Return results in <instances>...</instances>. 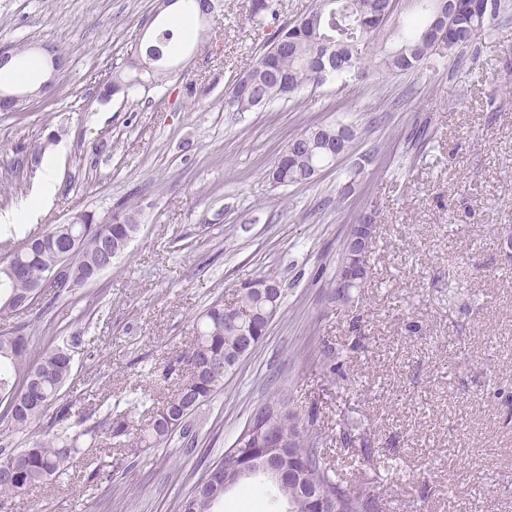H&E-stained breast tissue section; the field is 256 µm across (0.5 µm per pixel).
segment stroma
Returning <instances> with one entry per match:
<instances>
[{
  "mask_svg": "<svg viewBox=\"0 0 512 512\" xmlns=\"http://www.w3.org/2000/svg\"><path fill=\"white\" fill-rule=\"evenodd\" d=\"M157 0H0V48L64 55L41 69L45 100L0 112V213L28 198L41 166L17 151L64 146L50 205L0 236V258L28 235L87 211L108 220L136 207L141 229L91 285L0 327L25 324L38 347L79 337L58 405L102 420L138 391L162 404L177 387L168 361L194 337L195 318L231 302L247 280L284 295L264 340L195 415L193 450L82 447L67 475L0 505V512H180L205 468L231 448L249 416L286 398L314 417L321 451L351 486L377 493L379 512H512V13L461 59L406 75L333 80L251 112L226 92L278 28L315 0H279L264 25L249 0H218L205 39L176 60L164 86L132 100L103 97L110 65L137 59L157 24ZM358 131L349 154L308 184L268 177L288 140L336 122ZM432 140L412 148L415 126ZM361 172L349 195L340 189ZM377 213L371 277L346 305L330 280L352 224ZM340 372L326 374L329 347ZM109 478L91 479L98 468ZM263 477L227 490L217 512H286Z\"/></svg>",
  "mask_w": 512,
  "mask_h": 512,
  "instance_id": "35a3bbf8",
  "label": "stroma"
}]
</instances>
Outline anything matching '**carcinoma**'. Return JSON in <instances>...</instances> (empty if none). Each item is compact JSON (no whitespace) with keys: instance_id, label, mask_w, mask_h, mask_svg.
Returning <instances> with one entry per match:
<instances>
[{"instance_id":"obj_1","label":"carcinoma","mask_w":512,"mask_h":512,"mask_svg":"<svg viewBox=\"0 0 512 512\" xmlns=\"http://www.w3.org/2000/svg\"><path fill=\"white\" fill-rule=\"evenodd\" d=\"M438 5L439 0H315L302 29L293 25L281 27L279 43L269 46L252 67L254 78L246 94L241 97L231 90L228 106L235 112H249L263 102L293 98L329 78L354 81L365 76L371 67L392 75L413 73L424 66L443 67L473 45L500 15L511 10L512 0H460V8L448 18L441 40H428L423 38V32ZM275 14V0H262L260 6L257 0H251V22L259 25ZM178 51L177 47L175 52L161 56L153 49L145 50L144 59L131 63L129 71H112L104 84L105 93H121L129 100L161 85L167 70L155 63L174 60ZM344 129L356 136L354 128L344 123L313 126L294 136L269 171L272 182L297 185L310 176L311 170L334 164L326 144ZM136 215L134 208L120 206L112 211L114 220L110 224H94L91 215L85 213L75 224H52L30 235L19 249L0 260V312L17 315L34 305L36 289L30 287L20 269L38 272L56 265L64 247L73 242L77 248L69 258L73 284L49 287L51 299L95 281L123 254L120 238L124 237V229L136 222ZM266 306L260 292L240 288L233 304L239 322L225 319L222 301L205 309L196 323L194 343L175 364L168 365L169 371L178 373V388L148 423L141 426L132 413L125 412L107 415L104 430L97 424L74 436L66 435L64 429L46 431L28 448H15L8 439H1L0 471L12 468L14 474L0 477V502L67 474L70 461L78 453L81 435L94 440L104 436L119 443L134 439L147 450L176 436L183 448H193L195 432L190 417L235 370L242 333L264 334L259 320ZM79 343L75 336L70 344L57 343L37 352L24 327L0 329V403L5 404V416L12 427L31 428L56 402L72 375L73 348ZM296 425L300 433L294 451L307 463V484L335 496L340 512H378L377 497L371 488H348L336 479V470L328 467L318 450L317 437L310 432L314 419L305 424L298 420ZM202 482L198 479L184 502L196 512H213L224 497V484L204 488ZM272 488L291 504L298 502L303 486L274 482Z\"/></svg>"}]
</instances>
